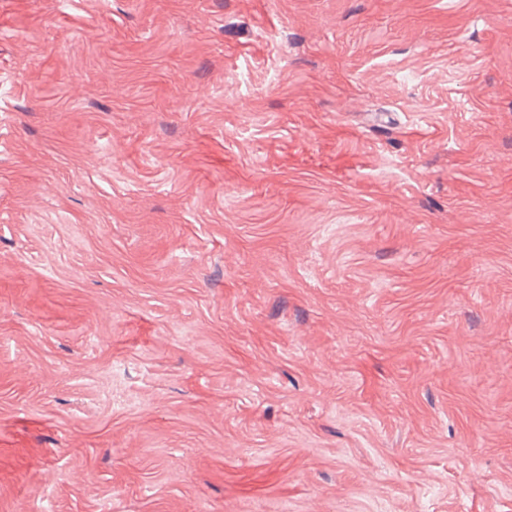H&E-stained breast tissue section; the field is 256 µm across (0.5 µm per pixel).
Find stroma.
<instances>
[{
	"instance_id": "obj_1",
	"label": "stroma",
	"mask_w": 512,
	"mask_h": 512,
	"mask_svg": "<svg viewBox=\"0 0 512 512\" xmlns=\"http://www.w3.org/2000/svg\"><path fill=\"white\" fill-rule=\"evenodd\" d=\"M0 512H512V0H0Z\"/></svg>"
}]
</instances>
